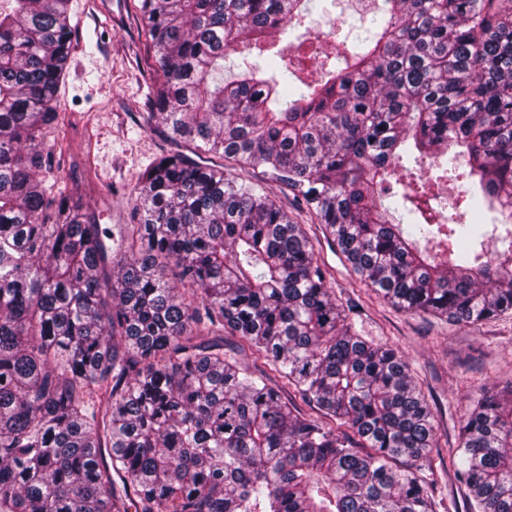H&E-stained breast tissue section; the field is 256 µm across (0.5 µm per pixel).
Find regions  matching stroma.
<instances>
[{
	"instance_id": "1",
	"label": "stroma",
	"mask_w": 512,
	"mask_h": 512,
	"mask_svg": "<svg viewBox=\"0 0 512 512\" xmlns=\"http://www.w3.org/2000/svg\"><path fill=\"white\" fill-rule=\"evenodd\" d=\"M139 5L140 0H70L76 28L57 95L61 126L54 173L105 227L137 223V179L172 148L143 119L158 63ZM366 29L361 18L345 14L341 0H310L303 25L289 28L283 40L321 32L330 52L338 42L365 36ZM269 189L289 216L306 226L337 299L356 307V330L395 348L409 364L434 415L437 446L422 473L438 512H470L468 490L453 460L461 424L481 390L512 384V312L466 324L396 308L359 281L287 188L273 183Z\"/></svg>"
}]
</instances>
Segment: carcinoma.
<instances>
[{"label": "carcinoma", "instance_id": "obj_1", "mask_svg": "<svg viewBox=\"0 0 512 512\" xmlns=\"http://www.w3.org/2000/svg\"><path fill=\"white\" fill-rule=\"evenodd\" d=\"M308 4L141 0L148 128L254 180L163 155L140 222L112 230L49 171L69 0H0V512H436L408 363L356 333L266 184L397 308L512 310V0H383L372 36L299 52L323 79L284 101L277 36ZM240 45L266 69L226 82ZM399 167L406 224L375 199ZM442 180L463 186L434 206ZM226 333L319 417L225 354ZM455 466L476 512H512V385L478 398Z\"/></svg>", "mask_w": 512, "mask_h": 512}]
</instances>
